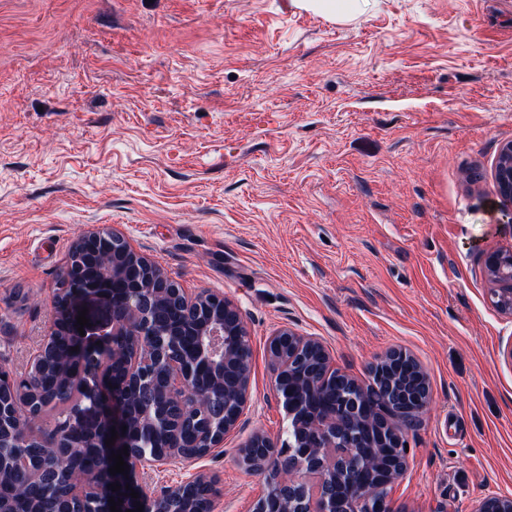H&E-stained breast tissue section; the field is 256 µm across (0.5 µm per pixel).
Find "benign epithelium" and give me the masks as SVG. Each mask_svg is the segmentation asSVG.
<instances>
[{
    "label": "benign epithelium",
    "mask_w": 512,
    "mask_h": 512,
    "mask_svg": "<svg viewBox=\"0 0 512 512\" xmlns=\"http://www.w3.org/2000/svg\"><path fill=\"white\" fill-rule=\"evenodd\" d=\"M499 194L512 201V143L500 153L496 168ZM112 253V263L94 278L85 276L80 256L88 251ZM485 269L493 285L491 293L501 299L498 310L512 320V250L486 254ZM92 297L108 306L110 320L94 332H78L74 303ZM176 302L181 321L197 328V345L192 355L183 353L179 333L160 321V309ZM53 328L33 355L28 371L18 376L0 370V392H14L10 407L0 402V423L9 418L12 431L0 436V447L54 448L55 456L45 465L58 470L70 452L82 458L80 475L67 479V512H83L80 505L90 499L104 503L101 512H111L114 496L105 474L114 459L102 457L97 449L115 453L128 447L124 461L133 470L153 462L186 457V449L202 448L209 454L221 448L250 402V346L248 332L238 307L222 294H187L155 263L133 250L124 236L111 227H97L76 241L57 283L54 296ZM79 350H73V347ZM63 354V372L73 386L81 387L89 399L72 406L67 413L63 435L17 437L23 430L19 407L29 396L43 389V364L51 356ZM267 354L274 380L297 370H307L310 385H321L336 377L325 346L311 336H302L288 327L275 330L268 338ZM394 349L369 366L368 381L347 374L338 378L340 386L355 392L359 399L343 402L312 414L298 413V397L277 394L288 415V437L278 444L262 432L255 433L240 449L242 465L267 473V491L258 499L254 512H271L277 501L282 512H393L389 497L392 486L409 468L405 432L430 404L427 373L416 366L418 381L408 385L393 367L407 359ZM208 368L212 382L209 402L192 417L173 409L184 395L198 393L197 376ZM383 395L381 409H365L370 390ZM357 416L366 434L382 437L390 465L385 474L368 465L359 469L353 461L360 444L349 439L350 418ZM172 424L159 437L156 451L147 454L135 449L142 438L155 435L161 420ZM118 432L114 444L106 445L111 431ZM346 477L347 495L336 494V480ZM214 486V478L204 472L167 491V506L156 507L157 497L127 496L118 506L132 512H194V491ZM474 512H512V497L490 493Z\"/></svg>",
    "instance_id": "obj_1"
}]
</instances>
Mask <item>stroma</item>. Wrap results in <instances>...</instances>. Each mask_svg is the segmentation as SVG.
<instances>
[{"label":"stroma","mask_w":512,"mask_h":512,"mask_svg":"<svg viewBox=\"0 0 512 512\" xmlns=\"http://www.w3.org/2000/svg\"><path fill=\"white\" fill-rule=\"evenodd\" d=\"M512 141V0H0V366L25 370L77 238L112 227L250 334L251 404L203 471L213 512L267 486L239 463L284 437L266 342L319 338L366 379L413 356L431 406L407 431L395 512L512 496V320L483 256L512 248L495 173ZM299 6L336 20H345L360 9V0H295Z\"/></svg>","instance_id":"stroma-1"}]
</instances>
